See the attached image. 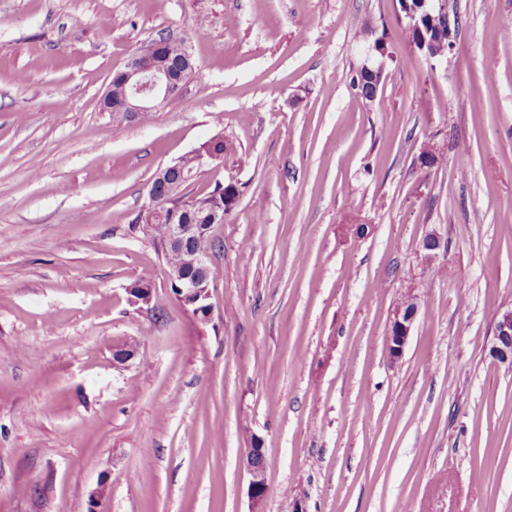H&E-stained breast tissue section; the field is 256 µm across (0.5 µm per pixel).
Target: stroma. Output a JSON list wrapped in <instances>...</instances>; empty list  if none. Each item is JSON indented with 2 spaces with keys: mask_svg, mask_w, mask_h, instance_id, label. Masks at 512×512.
Masks as SVG:
<instances>
[{
  "mask_svg": "<svg viewBox=\"0 0 512 512\" xmlns=\"http://www.w3.org/2000/svg\"><path fill=\"white\" fill-rule=\"evenodd\" d=\"M454 3L437 62L399 0H0V512H512V366L489 355L512 307V0ZM161 34L195 75L150 121L113 118L114 72ZM218 134L235 153L186 189L241 188L204 323L130 224ZM417 315L418 304L414 295H409L408 299L394 310L387 336V354L392 362L401 358ZM245 467L250 475V495L254 505L258 506L262 502L265 492V455L263 448L259 443H254L247 448Z\"/></svg>",
  "mask_w": 512,
  "mask_h": 512,
  "instance_id": "stroma-1",
  "label": "stroma"
}]
</instances>
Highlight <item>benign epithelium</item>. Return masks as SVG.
Returning <instances> with one entry per match:
<instances>
[{
	"instance_id": "benign-epithelium-1",
	"label": "benign epithelium",
	"mask_w": 512,
	"mask_h": 512,
	"mask_svg": "<svg viewBox=\"0 0 512 512\" xmlns=\"http://www.w3.org/2000/svg\"><path fill=\"white\" fill-rule=\"evenodd\" d=\"M458 26V16L451 10L444 11L443 28L446 32L440 38L447 39V50H453L455 32ZM362 69L370 77L369 86L362 96L372 101L375 99L378 88L383 78V66L370 67L363 65ZM196 73L193 62H187L178 81L169 80L163 65V54L160 46L153 42L146 48L134 54L125 68L122 70L123 79L129 87V95L121 106V117L127 122H137L143 112H159L169 102L177 99L183 93L186 83ZM216 141L198 147L191 152L195 157L198 168L211 165L220 159V154L215 148ZM184 175L181 161L176 160L158 170L147 188L148 203L146 207L153 208L159 198L160 192H165L169 197L178 196L180 183L175 175ZM185 206L197 208L209 215V219L217 224L224 221L222 210L212 206L207 198H193L187 200ZM170 223L166 225V233L158 240L160 253H168L173 250H183L193 246L210 225L208 224H180L176 222V216L169 214ZM197 275L183 276L179 271L169 272V279L175 285L179 301L199 312L208 307L207 300L210 296V267L209 254L197 253ZM418 315V304L414 296L399 305L390 319L389 333L387 336V354L391 361H398L407 344L410 333L414 327ZM491 357L498 363L512 365V309L504 311L498 318L494 329V341L490 350ZM245 467L250 475V495L254 505L262 502L265 492V455L260 444L254 443L247 449Z\"/></svg>"
}]
</instances>
